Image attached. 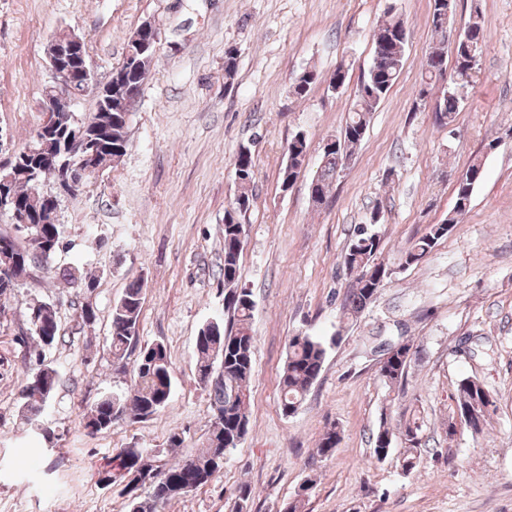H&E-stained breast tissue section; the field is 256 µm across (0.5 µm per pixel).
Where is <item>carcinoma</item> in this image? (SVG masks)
<instances>
[{
	"label": "carcinoma",
	"mask_w": 512,
	"mask_h": 512,
	"mask_svg": "<svg viewBox=\"0 0 512 512\" xmlns=\"http://www.w3.org/2000/svg\"><path fill=\"white\" fill-rule=\"evenodd\" d=\"M456 10V0H433L431 38L437 47L428 53L422 63L421 83L418 97L427 98L429 89L443 79V64L446 54L441 45L448 42L449 26ZM486 21L479 10L470 15L464 32L475 47V55L458 52L454 58L455 87L443 91L437 112L447 117L446 124L454 122L460 110L459 89L466 87L472 78L477 57L485 48L484 31ZM397 30L404 32L403 20L387 14L373 32V56L371 64L358 85L355 102L348 113L345 126L336 142L322 149L321 165L315 183L318 199L314 205L325 203L327 193L336 176L344 169L364 139L370 115L398 79L405 62V42L390 46L385 34ZM153 34L139 26L127 38L123 61L112 68L111 74L98 84L112 88V98L105 102L96 98L95 111L88 121L77 124L69 112L51 113L47 132L39 135L32 149L18 156L13 170L4 172L12 176L8 185L10 202L4 213L10 218L15 214L27 215L30 221L32 241L23 242L11 233L0 232V253L11 252L7 264L0 260V311L6 309L15 298L20 278L32 267L50 268L60 248L63 247L62 224H45L35 206V183L41 180V166L47 158H58L68 166L76 167L73 178L79 182L83 172L93 167L104 169L120 160L129 147L128 128L130 115L134 111L142 91V85L150 74L155 57L151 47ZM320 74L304 70L292 85L293 95L304 97L316 84ZM65 90L55 81L46 85L43 98H55L58 93L77 96L80 84L68 83ZM98 129L101 149L96 163L83 161L86 154L84 141L77 137L81 127ZM299 144H288V162L281 171V187L293 185L301 170L308 147L304 135H297ZM255 161L249 147L240 148L235 161V177L239 192L224 210L223 248L224 261L219 267V280L224 287V311L228 319L217 318L200 327L194 343V367L197 382L210 397L212 424L201 442V449L183 455L174 461H165L152 448L129 446L120 449L112 460L93 468L97 478L108 469L122 481L125 475L151 473L150 481L143 482L132 490L122 489L129 512H161L171 501L179 499L211 482L219 473L210 469L218 456H226L238 447L250 431L252 415L249 380L253 373L255 338L251 333V320L255 310L252 292L242 285L240 256L242 240L246 237L242 215L252 203L251 185L254 179ZM470 178L456 186L455 204L441 224H433L421 237L413 240L401 253L400 267L417 265L424 261L437 242L449 236L459 218L470 207L476 185L483 175V162L473 159L466 169ZM380 247V238L370 231L369 225L361 224L354 232L344 255V265L356 270L357 279L348 285L343 296L342 310L347 316L361 313L376 298L390 270L375 262ZM64 281L91 293L97 287V279L83 275L76 266L57 271ZM145 298L144 282L136 278L129 282L121 298L112 307V322L109 336V351L115 370L124 372L127 359L137 353L133 361L134 379L126 390L100 396L81 416L79 425L87 434L95 435L108 430L113 424L125 421L130 424L148 421L157 416L168 404L173 387V368L167 345L154 341L138 346V323ZM28 332L21 337L25 357L33 359L36 366L25 367L21 379L20 395L22 410L30 420L37 419L44 411L45 403L57 389L60 378L52 366L40 369L45 362L46 351L61 339L58 308L47 301L29 304ZM382 353L389 354L379 375L385 384L402 383L408 368L416 356L414 345L408 340H385L380 343ZM327 356V342L306 332L288 339L286 360L280 377L281 411L291 416L301 407L310 387L318 379ZM456 408L466 409L476 417L471 429L473 436L483 434L488 419L496 408L494 394L474 376H465L456 389ZM405 448L400 460L401 468L410 472L421 461L423 424L420 417L412 415L400 425ZM396 434L394 429L381 424L372 435V456L379 462L391 454ZM341 441L340 430L333 425L320 435L316 452L328 458L333 455Z\"/></svg>",
	"instance_id": "carcinoma-1"
}]
</instances>
